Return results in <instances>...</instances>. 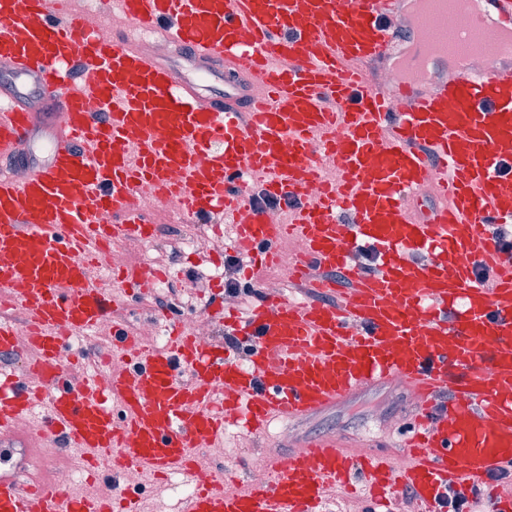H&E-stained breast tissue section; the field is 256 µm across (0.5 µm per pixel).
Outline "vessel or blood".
<instances>
[{
    "label": "vessel or blood",
    "instance_id": "vessel-or-blood-1",
    "mask_svg": "<svg viewBox=\"0 0 512 512\" xmlns=\"http://www.w3.org/2000/svg\"><path fill=\"white\" fill-rule=\"evenodd\" d=\"M464 26L512 43V0H457ZM130 24L104 38L62 0H0V302L25 316L34 352L0 370V430L25 419L21 447L0 445V512H117L113 500L31 484L26 464L64 448L111 475L134 467L192 485L182 512H327L330 491L361 482L370 512L411 489L446 512L449 488L512 474V257L487 227L512 223V50L488 72L448 79V56L402 34L395 14L448 20V0H112ZM157 35L183 61L147 55ZM373 59L418 63L421 83L396 95L360 69ZM63 112L43 160L33 95ZM389 129L378 139L380 129ZM325 138L336 178L304 200ZM24 164L18 179L5 167ZM443 200L411 203L428 176ZM291 203L270 223L248 186ZM177 199L189 221L220 213L233 247L265 266L302 240L296 269L349 268L336 300L258 298L232 326L248 355L203 343L181 323L154 349L112 323L118 300L89 275L105 249L152 242L142 195ZM485 270L483 287L473 275ZM112 325L124 370L75 379L60 356L73 336ZM400 377L423 398L404 435L403 467L336 437L305 440L268 461L265 484L227 489L201 478L193 450L226 424L266 433Z\"/></svg>",
    "mask_w": 512,
    "mask_h": 512
}]
</instances>
